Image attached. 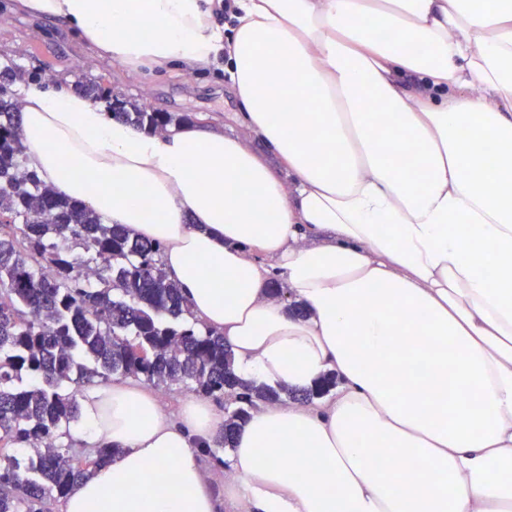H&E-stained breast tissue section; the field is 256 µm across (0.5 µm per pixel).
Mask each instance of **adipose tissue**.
I'll return each instance as SVG.
<instances>
[{"instance_id":"obj_1","label":"adipose tissue","mask_w":512,"mask_h":512,"mask_svg":"<svg viewBox=\"0 0 512 512\" xmlns=\"http://www.w3.org/2000/svg\"><path fill=\"white\" fill-rule=\"evenodd\" d=\"M15 7L130 74L223 70L278 167L241 137L142 132L31 80L26 163L162 242L191 321L223 336L240 377L340 381L322 402L252 411L220 490L195 446L223 412L191 398L173 416L140 383L85 384L76 436L117 453L63 512H512V0Z\"/></svg>"}]
</instances>
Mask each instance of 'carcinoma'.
Returning a JSON list of instances; mask_svg holds the SVG:
<instances>
[{"mask_svg": "<svg viewBox=\"0 0 512 512\" xmlns=\"http://www.w3.org/2000/svg\"><path fill=\"white\" fill-rule=\"evenodd\" d=\"M24 76L48 79L20 64L0 71V443L23 446L30 457L23 469L0 452V512H47L51 499L70 495L117 452L103 445L77 458L70 425L79 418V388L93 380L175 385L223 404L216 444L224 449L258 404L283 395L308 402L335 387L332 374L303 391L238 378L224 340L188 321L160 243L132 238L43 184L25 165L17 121L13 81ZM71 89L138 130L192 121L128 100L115 109L96 79H78Z\"/></svg>", "mask_w": 512, "mask_h": 512, "instance_id": "1", "label": "carcinoma"}]
</instances>
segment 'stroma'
Listing matches in <instances>:
<instances>
[{
	"label": "stroma",
	"mask_w": 512,
	"mask_h": 512,
	"mask_svg": "<svg viewBox=\"0 0 512 512\" xmlns=\"http://www.w3.org/2000/svg\"><path fill=\"white\" fill-rule=\"evenodd\" d=\"M13 0H0V63L13 59L25 69L50 64L59 89L79 77L100 78L113 93L127 97L149 112L189 115L216 122L228 134L241 133L237 102L223 72L203 69L193 76L170 71L145 78L128 76L110 59L91 56L86 46L58 22L12 13Z\"/></svg>",
	"instance_id": "obj_1"
}]
</instances>
